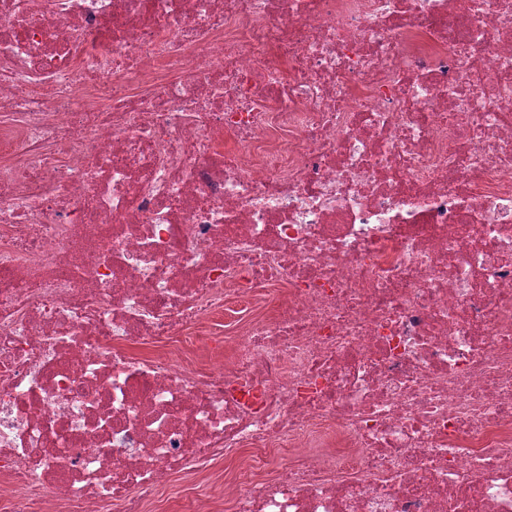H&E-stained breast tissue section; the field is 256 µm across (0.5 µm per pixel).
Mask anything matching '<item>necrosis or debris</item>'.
<instances>
[{
    "label": "necrosis or debris",
    "instance_id": "1",
    "mask_svg": "<svg viewBox=\"0 0 512 512\" xmlns=\"http://www.w3.org/2000/svg\"><path fill=\"white\" fill-rule=\"evenodd\" d=\"M219 473L512 512V0H0V512Z\"/></svg>",
    "mask_w": 512,
    "mask_h": 512
}]
</instances>
